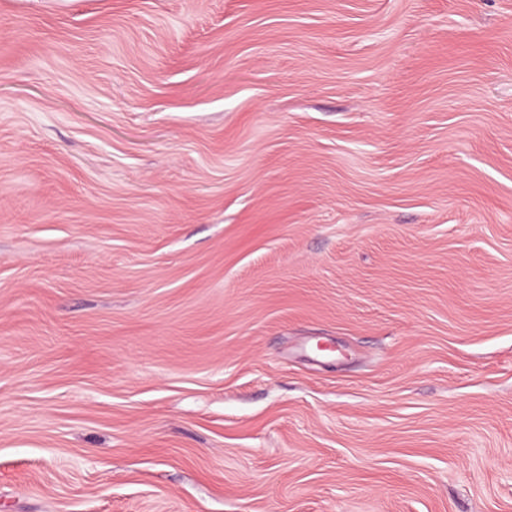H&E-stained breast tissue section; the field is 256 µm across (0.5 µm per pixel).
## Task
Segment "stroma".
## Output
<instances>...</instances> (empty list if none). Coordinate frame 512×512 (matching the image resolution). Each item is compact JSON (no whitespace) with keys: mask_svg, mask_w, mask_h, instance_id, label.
<instances>
[{"mask_svg":"<svg viewBox=\"0 0 512 512\" xmlns=\"http://www.w3.org/2000/svg\"><path fill=\"white\" fill-rule=\"evenodd\" d=\"M0 512H512V0H0Z\"/></svg>","mask_w":512,"mask_h":512,"instance_id":"1","label":"stroma"}]
</instances>
